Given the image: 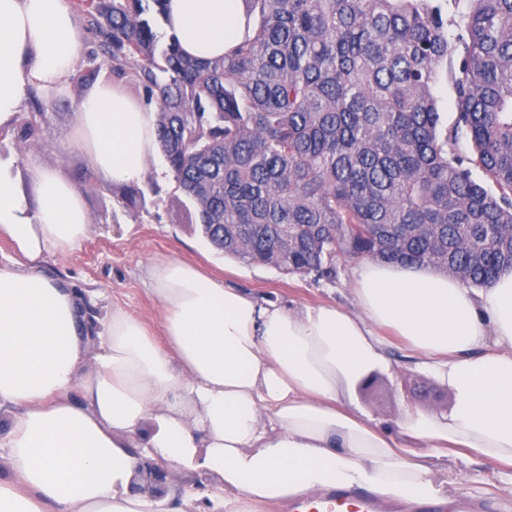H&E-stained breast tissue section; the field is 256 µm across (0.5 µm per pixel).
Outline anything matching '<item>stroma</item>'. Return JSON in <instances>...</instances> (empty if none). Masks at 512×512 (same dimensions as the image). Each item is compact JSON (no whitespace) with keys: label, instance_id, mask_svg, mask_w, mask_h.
Wrapping results in <instances>:
<instances>
[{"label":"stroma","instance_id":"obj_1","mask_svg":"<svg viewBox=\"0 0 512 512\" xmlns=\"http://www.w3.org/2000/svg\"><path fill=\"white\" fill-rule=\"evenodd\" d=\"M90 90V85L72 80L64 95L39 93L46 118L37 136L23 139L17 128L9 135H0V149L14 150L21 170L38 166L58 171L85 195L91 220L87 238L67 255L43 254L41 267L73 284L89 327H97L99 320L117 306L137 314L152 336L161 338L159 307L144 282V271L150 262L167 257L196 265L263 303L289 308L336 304L356 309L354 288L360 260L339 259L335 277L327 279L246 264L214 250L202 236L194 209L176 190L163 155L149 159L141 182L129 186L104 182L85 153L64 141L78 102ZM380 335L391 369L376 370L371 386L355 385V405L390 429L407 413L437 418L447 415L454 402L447 385L420 363L402 337L385 329ZM435 467L440 473L451 472L455 479L441 500L445 512H457L462 501L469 503L470 512H504L503 495L492 491L498 482L494 462L477 459L461 464L442 459Z\"/></svg>","mask_w":512,"mask_h":512}]
</instances>
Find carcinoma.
Listing matches in <instances>:
<instances>
[{
	"label": "carcinoma",
	"instance_id": "1",
	"mask_svg": "<svg viewBox=\"0 0 512 512\" xmlns=\"http://www.w3.org/2000/svg\"><path fill=\"white\" fill-rule=\"evenodd\" d=\"M164 2L69 0L112 76L156 99L160 150L214 248L327 278L339 258L422 265L474 288L512 267V0H469L456 37L442 0H244L252 26L211 59L157 31ZM456 55L449 127L435 88Z\"/></svg>",
	"mask_w": 512,
	"mask_h": 512
}]
</instances>
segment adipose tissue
I'll return each instance as SVG.
<instances>
[{
  "label": "adipose tissue",
  "mask_w": 512,
  "mask_h": 512,
  "mask_svg": "<svg viewBox=\"0 0 512 512\" xmlns=\"http://www.w3.org/2000/svg\"><path fill=\"white\" fill-rule=\"evenodd\" d=\"M165 27L182 51L222 56L242 36L243 0H167ZM83 53L66 0H0V132L28 88L67 87ZM158 116L112 83L78 104L67 134L115 184L141 181ZM28 202L14 152L0 153V236L24 266H0V512H253L256 505L364 489L410 508L440 499L433 461L485 458L512 497V268L483 288L418 265L368 261L356 310L259 302L169 257L146 269L162 310L163 342L116 308L87 360L79 297L41 273L44 253L85 238L82 193L33 168ZM404 336L446 383L447 416L375 424L355 383L389 361L373 329ZM164 466L212 475L215 493H132L134 449Z\"/></svg>",
  "instance_id": "ef3b65f1"
}]
</instances>
